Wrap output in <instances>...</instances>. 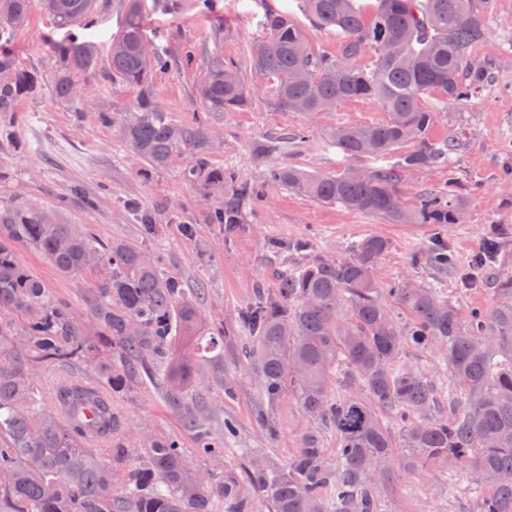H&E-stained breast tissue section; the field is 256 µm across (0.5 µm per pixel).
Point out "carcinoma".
<instances>
[{"label": "carcinoma", "mask_w": 512, "mask_h": 512, "mask_svg": "<svg viewBox=\"0 0 512 512\" xmlns=\"http://www.w3.org/2000/svg\"><path fill=\"white\" fill-rule=\"evenodd\" d=\"M33 0H0V35L26 25ZM319 28L342 36L335 55L317 52L288 13L267 9L265 36L249 51L251 73L266 80L270 102L294 111L329 112L352 99L376 101L388 119L336 126L329 143L347 158L368 157L369 170L316 175L274 167L267 182L314 201L388 220L392 224H460L461 191L427 188L408 204L399 186L416 170L450 161L457 143L434 142V110L424 98L459 103L488 84L487 65L475 58L485 40L492 0H376L368 15L355 0H301ZM62 25L90 23L97 0H38ZM124 22L112 37L107 66L90 42H55L54 99L84 101L79 78L98 75L136 92L124 112H101L144 164L145 172L169 167L178 154L192 161L184 181L203 191L224 189L230 200L212 219L228 230L243 223L240 202L262 189L237 181L233 171L209 159L213 116L245 107L246 73L215 53L196 85L205 120L185 124L164 112L152 89L159 69L191 64L177 56L146 55L141 0H121ZM0 113L41 94L43 77L19 66L0 48ZM140 232L159 234L160 211L129 199ZM44 256L63 274L95 276L84 297L85 313L72 309L30 269L16 245ZM386 240L372 236L336 260L315 259L288 270L276 292L261 296L241 316L251 344V363L273 408L285 394L306 417L336 433V460L325 459L316 435L282 468H259L248 487L226 474H199L170 438H154L144 458L133 461L117 441L124 418L112 411V392L129 389L150 363L165 364L170 394L185 395L195 366L224 352L229 331L200 334V315L182 281L167 274L162 257L127 241L100 243L87 228L67 222L55 207L0 202V512H254L263 499L274 512H377L382 480L446 464L474 470L473 483L487 488L481 512H512V276L498 279L502 303L462 315L436 288L408 282L381 286L373 277ZM429 262L456 265L455 254L434 246ZM408 347L441 350L448 370V417L437 414L433 384L402 361ZM74 359L93 365L97 385L63 379L52 401H42L32 375L45 364ZM359 390L356 396L351 391ZM401 426L404 452L394 451L383 422ZM104 442L105 448H91ZM197 452L224 455V442L200 427ZM123 468L113 487L114 468Z\"/></svg>", "instance_id": "1"}]
</instances>
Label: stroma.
<instances>
[{
  "label": "stroma",
  "mask_w": 512,
  "mask_h": 512,
  "mask_svg": "<svg viewBox=\"0 0 512 512\" xmlns=\"http://www.w3.org/2000/svg\"><path fill=\"white\" fill-rule=\"evenodd\" d=\"M185 0L180 12L155 9L143 0L146 34L159 50L194 53L191 66L161 71L153 76V92L162 108L176 119L192 124L202 109L197 98L196 75L211 53L248 68V48L260 39L265 8L290 13L318 51L335 54L342 41L335 30L313 27L300 0H222L212 13ZM121 23L118 0H100L93 26L75 22L59 24L32 7L28 24L14 32L6 47L28 69L51 79L55 64L49 44L61 40L93 42L100 61H107L113 35ZM490 65L491 82L477 96L449 105L437 113L429 136L434 140L455 137L458 149L449 164L409 174L401 187L406 201L425 187H447L455 181L476 184L467 199L466 221L448 227L439 224H392L385 219L321 204L298 195L283 185L268 187L263 198L244 204L245 222L234 231L209 221L213 208L223 205L221 195L203 198L195 185L183 181L184 158H175L164 171L142 175V162L120 139L115 129L102 125L101 107L117 111L129 108L134 91L91 76L85 81L88 102L81 108L55 102L49 93L22 100L16 111L0 116V132L10 146H0V201L19 197L42 206L63 205L67 220L87 226L102 243L115 240L141 243L163 254L168 274L192 290L204 328L234 326L257 291L273 292L281 271L313 259L333 260L346 255L349 246L370 236L385 239L388 247L377 260L373 276L381 286L409 281L432 286L461 313L490 309L500 298L490 283L463 285L461 276L480 255L490 225L502 231V243L490 258L497 275H512V188L504 184V162L512 156V0H494L486 39L477 51ZM249 103L225 113L216 122L218 138L210 158L235 170L242 181L262 182L267 170L295 166L318 175L336 174L354 166L371 167L368 158L348 160L324 141L327 127L362 125L385 119L381 106L369 99L340 103L331 112L306 115L273 109L264 81L249 77ZM287 138V149L266 156L258 146L268 138ZM81 185L98 197L90 210L74 198L72 185ZM139 199L149 209H160L162 230L152 239L141 238L137 224L125 211L126 198ZM443 240L455 252L458 267L440 271L422 260L434 240ZM19 260L33 269L55 297L73 309H81L83 294L91 287L87 275H63L34 249L18 246ZM409 365L425 373L436 388L439 410L448 413V372L436 351H411ZM235 378V396H225V378ZM76 378L97 382L88 364L73 361L63 366L39 368L34 379L43 400H50L57 382ZM194 396L184 406L169 399L162 373L143 377L133 388L114 393L113 408L129 422L121 438L133 455L147 452V439H176L202 473L229 472L246 477L258 462L286 464L300 448L306 434L319 435L327 459H334L336 438L329 426L301 414L296 401L284 397L261 421L260 390L243 339L228 342L223 354L200 367L195 375ZM233 422L236 434L224 444L220 458H204L196 452V429L223 437L225 422ZM472 479L466 471L437 466L390 480L379 498L378 512H478Z\"/></svg>",
  "instance_id": "obj_1"
}]
</instances>
